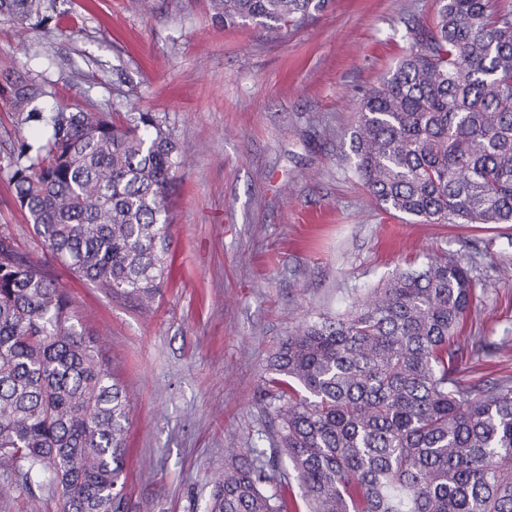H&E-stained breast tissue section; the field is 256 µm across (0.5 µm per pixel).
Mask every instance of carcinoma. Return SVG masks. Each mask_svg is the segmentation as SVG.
I'll return each instance as SVG.
<instances>
[{
  "instance_id": "obj_1",
  "label": "carcinoma",
  "mask_w": 512,
  "mask_h": 512,
  "mask_svg": "<svg viewBox=\"0 0 512 512\" xmlns=\"http://www.w3.org/2000/svg\"><path fill=\"white\" fill-rule=\"evenodd\" d=\"M224 25L305 22L327 0H214ZM413 50L359 104L348 158L386 211L512 224V5L439 0ZM53 0H0L25 28ZM37 134L7 156L14 202L54 260L145 306L170 276L167 118L109 121L5 76ZM478 282L462 257L400 269L273 354L270 448H230L206 512H512V379L464 376L453 348ZM129 404L64 288L0 234V462L61 512H125ZM298 492H293L292 483Z\"/></svg>"
}]
</instances>
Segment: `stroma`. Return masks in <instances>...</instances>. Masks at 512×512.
Returning a JSON list of instances; mask_svg holds the SVG:
<instances>
[{"mask_svg":"<svg viewBox=\"0 0 512 512\" xmlns=\"http://www.w3.org/2000/svg\"><path fill=\"white\" fill-rule=\"evenodd\" d=\"M439 0H329L276 36L225 25L213 0H57L0 22V77L37 57L73 108L166 115L184 156L169 196L173 277L151 308L53 262L0 167V233L69 294L130 408L125 512H205L228 448L268 447L269 357L345 313L406 262L461 256L478 279L466 375L512 377V224H423L381 209L344 157L359 102L431 25ZM487 351L474 354L472 342ZM0 464V512H59Z\"/></svg>","mask_w":512,"mask_h":512,"instance_id":"1","label":"stroma"}]
</instances>
